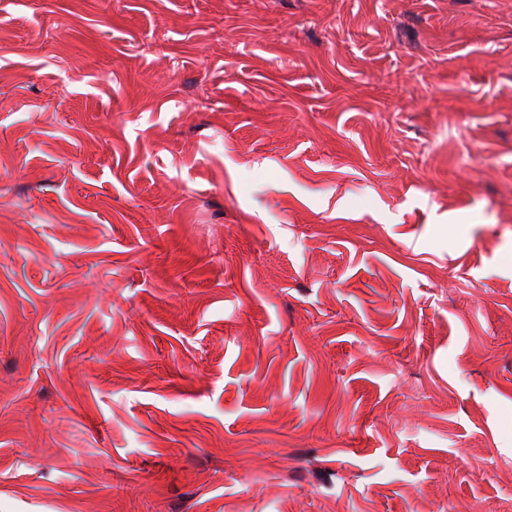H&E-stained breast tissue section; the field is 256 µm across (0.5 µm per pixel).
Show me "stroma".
I'll return each instance as SVG.
<instances>
[{
    "label": "stroma",
    "instance_id": "35a3bbf8",
    "mask_svg": "<svg viewBox=\"0 0 512 512\" xmlns=\"http://www.w3.org/2000/svg\"><path fill=\"white\" fill-rule=\"evenodd\" d=\"M0 512H512V0H0Z\"/></svg>",
    "mask_w": 512,
    "mask_h": 512
}]
</instances>
